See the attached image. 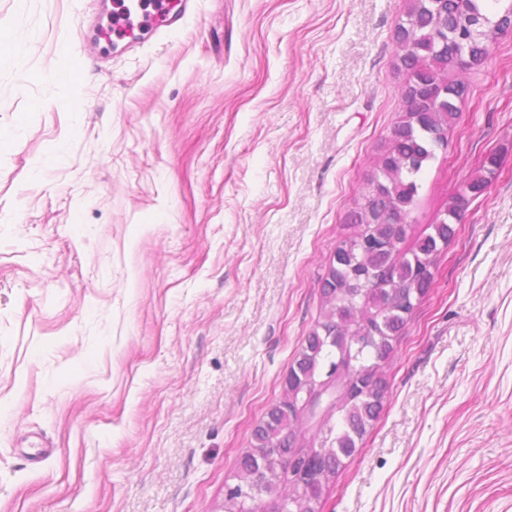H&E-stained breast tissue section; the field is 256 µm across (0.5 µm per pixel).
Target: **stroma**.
Returning a JSON list of instances; mask_svg holds the SVG:
<instances>
[{"instance_id":"stroma-1","label":"stroma","mask_w":512,"mask_h":512,"mask_svg":"<svg viewBox=\"0 0 512 512\" xmlns=\"http://www.w3.org/2000/svg\"><path fill=\"white\" fill-rule=\"evenodd\" d=\"M0 0V512H221L401 111L406 0ZM411 236L491 155L321 512H512V35ZM193 0H153L142 16L141 24L143 33L135 35L126 29L122 19H114L112 27L102 29V37L110 39L112 43L125 42V49H134L146 35L168 33L176 28L186 16Z\"/></svg>"}]
</instances>
